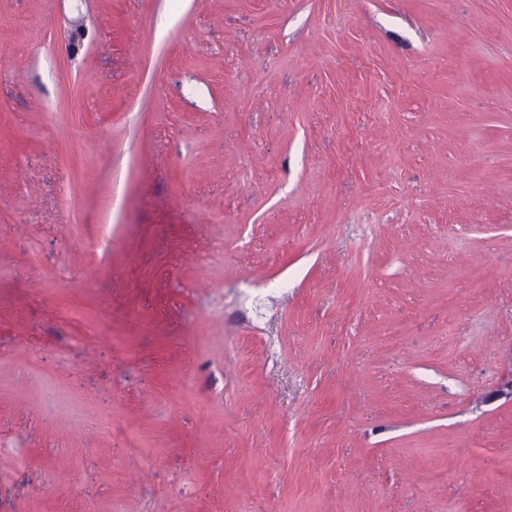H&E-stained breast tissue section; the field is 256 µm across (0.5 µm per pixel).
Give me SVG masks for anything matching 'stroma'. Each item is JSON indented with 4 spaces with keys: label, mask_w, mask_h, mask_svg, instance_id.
I'll return each instance as SVG.
<instances>
[{
    "label": "stroma",
    "mask_w": 512,
    "mask_h": 512,
    "mask_svg": "<svg viewBox=\"0 0 512 512\" xmlns=\"http://www.w3.org/2000/svg\"><path fill=\"white\" fill-rule=\"evenodd\" d=\"M511 380L512 0H0V512H512Z\"/></svg>",
    "instance_id": "35a3bbf8"
}]
</instances>
